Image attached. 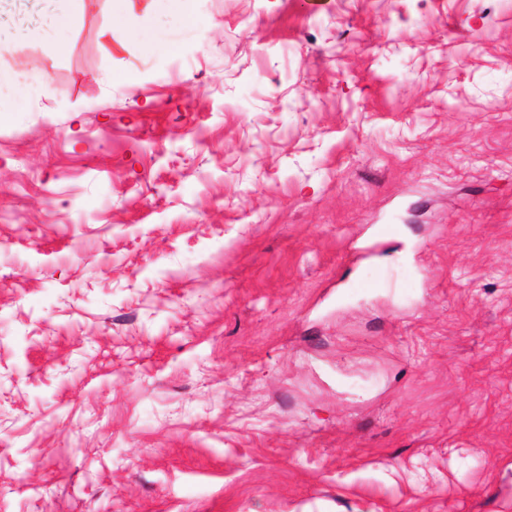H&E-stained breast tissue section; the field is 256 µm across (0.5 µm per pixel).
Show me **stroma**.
Here are the masks:
<instances>
[{"label": "stroma", "mask_w": 512, "mask_h": 512, "mask_svg": "<svg viewBox=\"0 0 512 512\" xmlns=\"http://www.w3.org/2000/svg\"><path fill=\"white\" fill-rule=\"evenodd\" d=\"M194 5L0 46V512H512V0ZM134 13L133 0H110V18L109 22L103 27L102 35L105 36L112 49V31L114 19L126 20L129 24L125 27V40L126 42H139L143 48H151V44L146 40L140 38L136 26L131 21V17ZM26 81L20 76H9L0 73V112H10L11 99L18 94Z\"/></svg>", "instance_id": "stroma-1"}]
</instances>
